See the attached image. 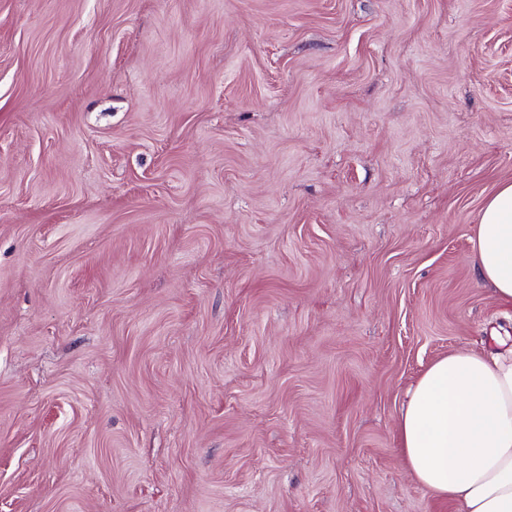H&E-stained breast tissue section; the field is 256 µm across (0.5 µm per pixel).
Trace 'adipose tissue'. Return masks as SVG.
I'll list each match as a JSON object with an SVG mask.
<instances>
[{"mask_svg": "<svg viewBox=\"0 0 512 512\" xmlns=\"http://www.w3.org/2000/svg\"><path fill=\"white\" fill-rule=\"evenodd\" d=\"M472 258L512 306V183L485 201ZM396 434L409 472L431 493L463 512H512V347L434 361L410 388Z\"/></svg>", "mask_w": 512, "mask_h": 512, "instance_id": "1", "label": "adipose tissue"}]
</instances>
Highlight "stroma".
Listing matches in <instances>:
<instances>
[{
    "label": "stroma",
    "instance_id": "35a3bbf8",
    "mask_svg": "<svg viewBox=\"0 0 512 512\" xmlns=\"http://www.w3.org/2000/svg\"><path fill=\"white\" fill-rule=\"evenodd\" d=\"M503 182L512 0H0V512H461L396 419Z\"/></svg>",
    "mask_w": 512,
    "mask_h": 512
}]
</instances>
